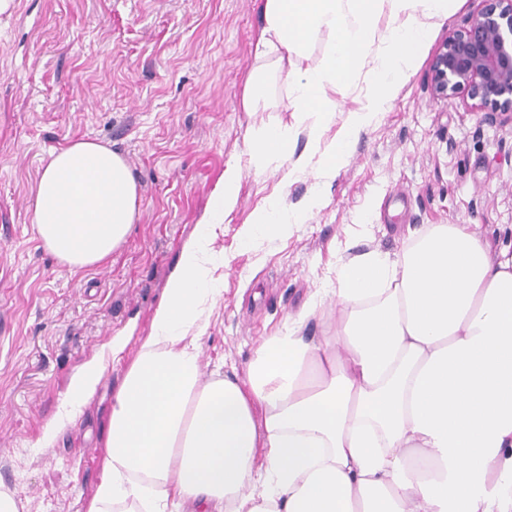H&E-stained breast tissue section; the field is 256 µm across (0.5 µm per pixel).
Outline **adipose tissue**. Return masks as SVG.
<instances>
[{"instance_id":"1","label":"adipose tissue","mask_w":512,"mask_h":512,"mask_svg":"<svg viewBox=\"0 0 512 512\" xmlns=\"http://www.w3.org/2000/svg\"><path fill=\"white\" fill-rule=\"evenodd\" d=\"M448 0H264L245 111L267 102L270 75L291 89V126L249 139L256 171L288 159L299 129L317 135L336 98L367 71L369 92L320 154L331 179L357 134L384 111ZM393 25L376 37L375 22ZM327 40L315 64L308 46ZM372 68H365L366 58ZM289 160V159H288ZM241 174L224 186L182 252L112 397L102 480L84 512H512V256L492 255L464 224H432L389 256L358 254L338 269L336 320L303 334L324 304L315 296L264 337L247 367L203 378L206 312L219 293L216 228L233 211ZM321 204L271 199L242 246L288 234ZM46 248L72 269L106 262L139 218L137 184L121 154L90 140L51 152L31 202ZM107 370L73 378L38 447L50 446Z\"/></svg>"}]
</instances>
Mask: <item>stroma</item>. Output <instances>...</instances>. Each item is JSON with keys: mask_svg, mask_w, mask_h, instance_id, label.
<instances>
[{"mask_svg": "<svg viewBox=\"0 0 512 512\" xmlns=\"http://www.w3.org/2000/svg\"><path fill=\"white\" fill-rule=\"evenodd\" d=\"M480 6L449 0L432 19L413 69L325 185L312 165L287 183L250 163V131L294 122L280 80L267 108H242L263 0H12L0 14V490L20 512H83L95 494L112 395L228 165L241 181L213 243L224 263L201 341L206 375L222 364L245 375L261 338L335 287L354 253L396 254L430 224L469 225L493 253L512 252V124L431 93L438 49ZM367 92L351 78L319 141L298 133L289 161L331 143ZM78 139L126 159L140 216L109 261L72 272L38 237L30 202L50 152ZM315 193L320 209L288 235L242 247L258 207ZM118 336L125 347L78 416L37 447L72 377Z\"/></svg>", "mask_w": 512, "mask_h": 512, "instance_id": "obj_1", "label": "stroma"}]
</instances>
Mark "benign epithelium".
<instances>
[{"label":"benign epithelium","mask_w":512,"mask_h":512,"mask_svg":"<svg viewBox=\"0 0 512 512\" xmlns=\"http://www.w3.org/2000/svg\"><path fill=\"white\" fill-rule=\"evenodd\" d=\"M466 25L448 35L431 66L436 99L462 95L492 122H512V0H482Z\"/></svg>","instance_id":"1"}]
</instances>
